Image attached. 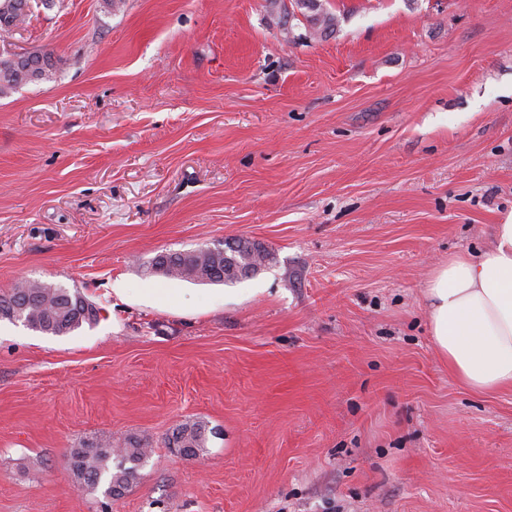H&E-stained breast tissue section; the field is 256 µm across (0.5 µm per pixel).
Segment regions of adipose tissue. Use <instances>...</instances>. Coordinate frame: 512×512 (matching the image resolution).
<instances>
[{
  "label": "adipose tissue",
  "instance_id": "adipose-tissue-1",
  "mask_svg": "<svg viewBox=\"0 0 512 512\" xmlns=\"http://www.w3.org/2000/svg\"><path fill=\"white\" fill-rule=\"evenodd\" d=\"M492 235L480 253L450 255L426 288L437 352L478 393L512 388V216Z\"/></svg>",
  "mask_w": 512,
  "mask_h": 512
}]
</instances>
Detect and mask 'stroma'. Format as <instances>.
<instances>
[{"mask_svg": "<svg viewBox=\"0 0 512 512\" xmlns=\"http://www.w3.org/2000/svg\"><path fill=\"white\" fill-rule=\"evenodd\" d=\"M320 2L322 36L292 0H53L0 37L52 63L0 97V294L98 310L0 318V512H512V390L449 374L425 297L512 214V0ZM239 238L273 259L237 282L149 271ZM96 435L151 448L120 498L67 468ZM97 311L78 290L71 292L38 280L22 282L0 295V318L20 320L34 331L54 336L92 324ZM205 434L206 428L203 424H186L173 431L165 444L168 448H177L183 456L193 458L198 455L201 448H204Z\"/></svg>", "mask_w": 512, "mask_h": 512, "instance_id": "stroma-1", "label": "stroma"}]
</instances>
